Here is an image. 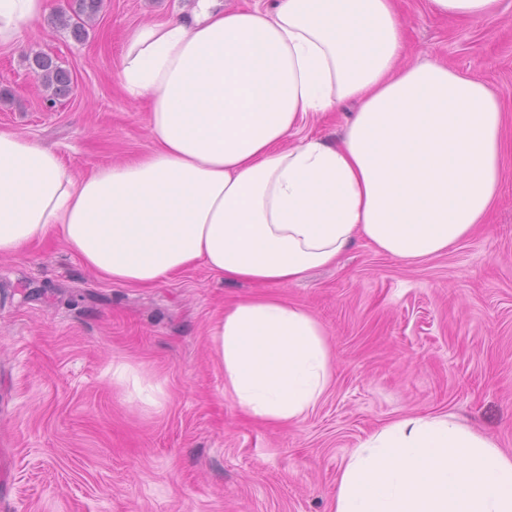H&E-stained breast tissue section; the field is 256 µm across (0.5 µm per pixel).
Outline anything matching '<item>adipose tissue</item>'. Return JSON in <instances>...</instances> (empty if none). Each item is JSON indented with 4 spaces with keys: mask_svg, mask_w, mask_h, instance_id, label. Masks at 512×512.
I'll return each instance as SVG.
<instances>
[{
    "mask_svg": "<svg viewBox=\"0 0 512 512\" xmlns=\"http://www.w3.org/2000/svg\"><path fill=\"white\" fill-rule=\"evenodd\" d=\"M43 11L0 0V46ZM404 52L393 0H195L130 28L117 76L148 103L152 151L81 176L0 130V255L50 235L115 285L201 264L267 287L214 325L224 393L262 424L304 421L333 379L329 336L274 289L358 237L408 263L446 252L499 195L495 95ZM348 100L342 139L302 135ZM332 512H512V454L447 413L399 417L343 456Z\"/></svg>",
    "mask_w": 512,
    "mask_h": 512,
    "instance_id": "obj_1",
    "label": "adipose tissue"
}]
</instances>
